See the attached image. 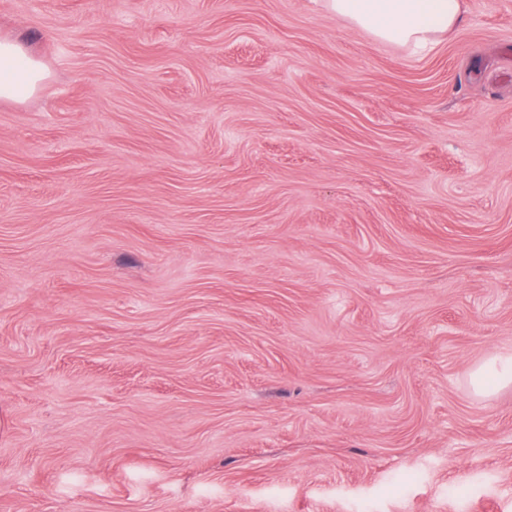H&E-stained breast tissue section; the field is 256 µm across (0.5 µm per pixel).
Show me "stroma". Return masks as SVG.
Segmentation results:
<instances>
[{
    "mask_svg": "<svg viewBox=\"0 0 512 512\" xmlns=\"http://www.w3.org/2000/svg\"><path fill=\"white\" fill-rule=\"evenodd\" d=\"M0 512H512V0H0ZM326 8L386 43L425 48L462 21L460 0H326ZM47 72L17 42L0 41V98L19 100L35 93ZM488 372L495 374L498 383L512 384V351L497 354L472 373L471 385L479 396H486L489 393V386L486 382Z\"/></svg>",
    "mask_w": 512,
    "mask_h": 512,
    "instance_id": "1",
    "label": "stroma"
}]
</instances>
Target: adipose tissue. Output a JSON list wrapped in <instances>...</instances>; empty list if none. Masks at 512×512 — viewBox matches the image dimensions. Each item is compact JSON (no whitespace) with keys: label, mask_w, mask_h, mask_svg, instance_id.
Returning <instances> with one entry per match:
<instances>
[{"label":"adipose tissue","mask_w":512,"mask_h":512,"mask_svg":"<svg viewBox=\"0 0 512 512\" xmlns=\"http://www.w3.org/2000/svg\"><path fill=\"white\" fill-rule=\"evenodd\" d=\"M327 9L365 34L386 43L416 47L462 21L461 0H325ZM47 72L15 42L0 41V98L19 100L35 93Z\"/></svg>","instance_id":"ef3b65f1"}]
</instances>
